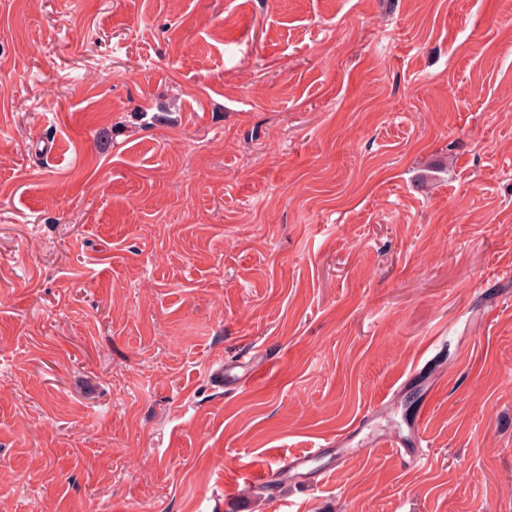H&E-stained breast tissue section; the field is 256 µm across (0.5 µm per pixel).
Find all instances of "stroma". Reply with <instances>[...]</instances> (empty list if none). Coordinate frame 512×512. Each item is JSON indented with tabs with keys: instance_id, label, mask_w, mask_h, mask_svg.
Segmentation results:
<instances>
[{
	"instance_id": "stroma-1",
	"label": "stroma",
	"mask_w": 512,
	"mask_h": 512,
	"mask_svg": "<svg viewBox=\"0 0 512 512\" xmlns=\"http://www.w3.org/2000/svg\"><path fill=\"white\" fill-rule=\"evenodd\" d=\"M508 268L512 0H0V512H512ZM336 444V455H342L346 448L343 447V441L338 438H330L325 444L317 448H309L300 453L288 454L282 456L276 463L275 468L261 467L256 469L251 477L254 486H268L270 484L283 485L296 481L307 475L310 471V465L320 456L324 450Z\"/></svg>"
}]
</instances>
